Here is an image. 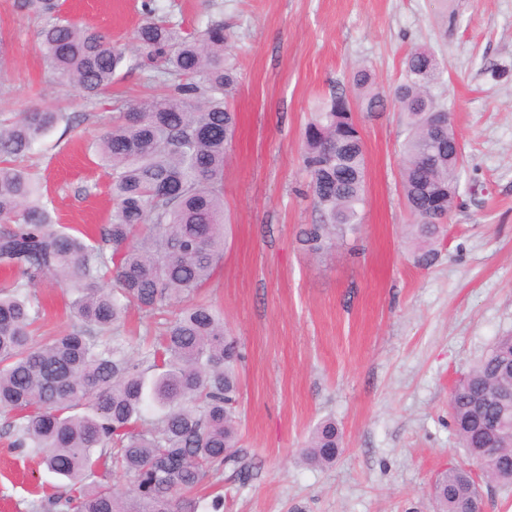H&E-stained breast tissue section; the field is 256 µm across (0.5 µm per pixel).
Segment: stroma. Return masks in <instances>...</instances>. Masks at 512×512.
<instances>
[{"label":"stroma","mask_w":512,"mask_h":512,"mask_svg":"<svg viewBox=\"0 0 512 512\" xmlns=\"http://www.w3.org/2000/svg\"><path fill=\"white\" fill-rule=\"evenodd\" d=\"M73 22L130 42L141 0H60ZM188 30L230 25L239 124L224 170L231 224L224 264L203 299L245 354L241 481L217 479L224 512H434L430 486L463 462L448 396L494 345L512 335V0H158ZM434 52L444 79L431 88L465 155L462 204L433 265L414 263L394 108H355L367 161L366 205L355 238L316 256L299 241L319 212L304 192L302 133L315 105L353 95L367 67L391 92L413 48ZM54 103L73 113L29 154L59 225L108 223L109 177L88 153L115 103L67 96L44 68L38 22L0 0V113ZM36 293L44 343L74 322L50 280ZM336 421L343 451L327 467L299 456L313 427ZM0 418V512H37L61 480L8 446Z\"/></svg>","instance_id":"1"}]
</instances>
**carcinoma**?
I'll list each match as a JSON object with an SVG mask.
<instances>
[{
    "label": "carcinoma",
    "mask_w": 512,
    "mask_h": 512,
    "mask_svg": "<svg viewBox=\"0 0 512 512\" xmlns=\"http://www.w3.org/2000/svg\"><path fill=\"white\" fill-rule=\"evenodd\" d=\"M20 6L41 20L42 60L68 95H110L125 68L154 70L149 80L164 90L115 113L90 146L110 171L113 200L97 243L54 227L36 175L20 164L70 114L51 104L0 113V265L13 272L0 283V415L11 445L65 480V494L47 499L42 512H220L224 495L208 501L197 488L223 468L249 473L239 437L241 343L224 311L197 299L224 259V166L237 130L230 34L217 22L189 32L158 17L156 0H141L137 59L63 18L59 0ZM442 74L433 54L415 48L393 92L406 120L399 176L423 265L445 237L428 201L442 200L448 215L461 197L463 160L434 123L445 108L430 86ZM353 84L367 113L384 109L367 68L356 69ZM351 106L338 92L304 129L302 166L320 223L306 225L301 242L315 254L346 243L362 224L366 164ZM42 278L71 290L75 323L38 344L32 328L44 308L33 288ZM132 309L156 327L136 348L126 330ZM504 390L512 392V335L453 386L448 406L453 434L481 477L509 486L512 424L489 432ZM342 441L326 418L301 456L329 465ZM115 469L130 478L129 494L109 484ZM478 488L472 469H445L433 487L435 512H481Z\"/></svg>",
    "instance_id": "1"
}]
</instances>
